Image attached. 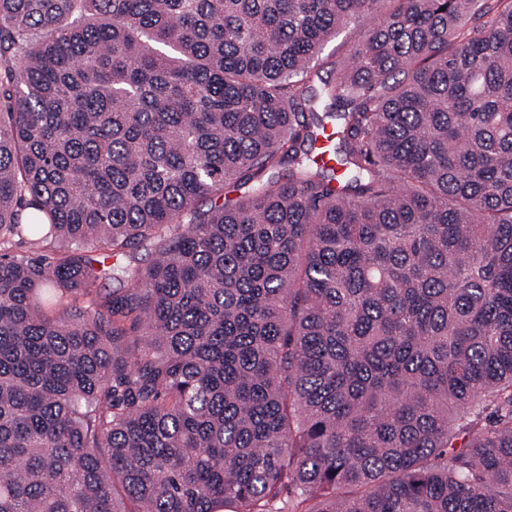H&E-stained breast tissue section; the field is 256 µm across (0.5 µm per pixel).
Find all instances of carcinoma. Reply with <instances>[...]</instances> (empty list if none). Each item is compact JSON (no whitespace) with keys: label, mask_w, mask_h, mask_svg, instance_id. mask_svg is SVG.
<instances>
[{"label":"carcinoma","mask_w":512,"mask_h":512,"mask_svg":"<svg viewBox=\"0 0 512 512\" xmlns=\"http://www.w3.org/2000/svg\"><path fill=\"white\" fill-rule=\"evenodd\" d=\"M285 488L512 512V0H0V512ZM369 24V21L359 23L351 22L343 28L335 39L330 41L324 49L323 55L340 53L350 47L358 38L359 30L363 25ZM77 252L89 255L101 262V266L106 270V277L99 279L96 283V288L98 291L100 290L102 293L112 292V290H117L119 288H126V284L123 283L120 279L112 278V266L124 265L126 262L130 261L128 256H119V257H107V255L100 254L99 251H94L91 246H84L80 248Z\"/></svg>","instance_id":"1"}]
</instances>
